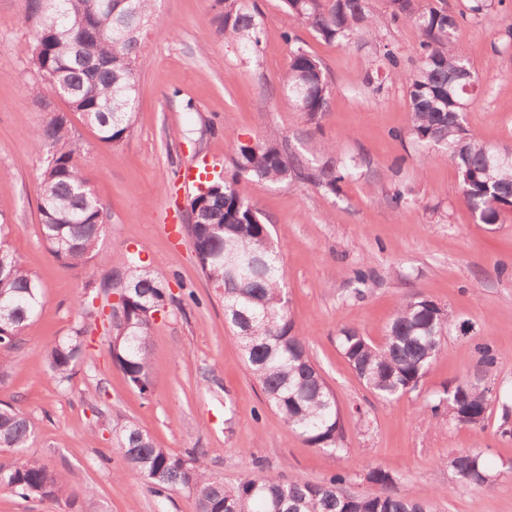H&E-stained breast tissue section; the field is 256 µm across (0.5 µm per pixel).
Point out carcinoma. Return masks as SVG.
Here are the masks:
<instances>
[{
	"instance_id": "cac0c4a2",
	"label": "carcinoma",
	"mask_w": 512,
	"mask_h": 512,
	"mask_svg": "<svg viewBox=\"0 0 512 512\" xmlns=\"http://www.w3.org/2000/svg\"><path fill=\"white\" fill-rule=\"evenodd\" d=\"M43 0H27L25 23L33 33L31 62L50 90L64 92L67 110L79 115L102 143L117 145L129 133L137 101L136 74L148 64L141 28L151 26L155 0H134L132 11L100 6L101 0H58L59 10L42 9ZM296 21L322 40L351 44L389 22L407 23L419 31L418 63L402 69L400 54L384 48L385 75L367 77L375 93L385 82L401 81L409 101L408 135L424 144L439 145L454 161L465 204L481 224H498L512 210V162L497 159L495 149L464 126L469 102L482 92L476 77L451 82V74L470 69L465 50L453 39L457 17L446 0L427 5L422 0H388L389 13L377 16L369 0H284ZM217 35L249 52L260 43L259 13L240 0H214ZM292 45L282 87L296 111L319 124L332 88L321 62L296 36L284 33ZM36 146L46 155L41 172L39 213L41 232L54 257L67 268H83L99 260L125 277L122 310L112 318V360L129 385L147 398L150 379V328L155 314L174 302L165 283L140 265L103 255L99 243L106 233L105 208L93 193L80 162L82 146L71 119L47 113L34 131ZM234 172L228 179L206 183L205 192L188 202L184 230L191 238L202 273L222 289L224 311L247 365L268 404L291 430L310 446L338 456L347 452L341 410L334 394L313 364L307 338L288 307L285 273L271 232L255 204L242 195V179L258 182H298L333 189L348 175L345 165L331 160L310 167L273 136L254 144L232 146ZM0 273V348L13 349L26 323L43 308L39 281L22 258L9 252ZM451 328L447 309L419 296L397 307L384 339L375 343L355 328H343L338 342L360 383L379 400L389 402L417 388L443 347ZM88 330L54 340L47 349L48 370L67 382L88 347ZM495 366L490 349L483 351L472 379L455 381L452 390L428 403L431 412L459 425L480 429L488 419L493 398L483 384ZM121 451L145 479L150 492L162 496L172 488L195 494L198 512H433L430 496L410 498L395 490L393 474L375 468L367 479L384 491L348 493L345 478L336 474L320 483L283 480L275 474L246 478L227 487L208 474L202 453L178 456L160 448L139 428L118 422ZM34 435L30 418L11 406L0 408V448H26ZM449 466L466 486H483L492 474L480 451L467 450ZM0 478L25 497L75 500L61 475L29 462L0 464Z\"/></svg>"
}]
</instances>
